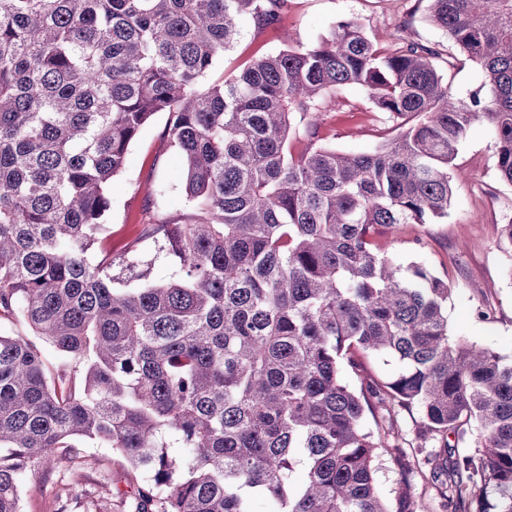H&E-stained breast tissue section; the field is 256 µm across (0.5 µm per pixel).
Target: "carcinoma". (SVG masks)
Instances as JSON below:
<instances>
[{"instance_id": "obj_1", "label": "carcinoma", "mask_w": 512, "mask_h": 512, "mask_svg": "<svg viewBox=\"0 0 512 512\" xmlns=\"http://www.w3.org/2000/svg\"><path fill=\"white\" fill-rule=\"evenodd\" d=\"M288 7L0 0V319L29 331L0 335V512H21L20 475L84 439L140 473L134 512H254L257 498L417 512L410 484L394 511L376 483L382 456L412 470L388 441L393 405L418 411L424 445L477 432L427 457L451 474L448 509L512 512V359L451 337L453 288L375 241L448 217L477 123L512 185V0H428L426 19L484 71L467 98L435 48H380L354 19L195 90L242 17L265 26ZM343 85L396 123L371 152L320 143L325 95ZM158 112L189 203L145 232L176 259L163 283L136 271L135 241L90 257L108 186ZM378 355L400 365L389 382L365 366Z\"/></svg>"}]
</instances>
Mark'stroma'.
I'll list each match as a JSON object with an SVG mask.
<instances>
[{
    "label": "stroma",
    "mask_w": 512,
    "mask_h": 512,
    "mask_svg": "<svg viewBox=\"0 0 512 512\" xmlns=\"http://www.w3.org/2000/svg\"><path fill=\"white\" fill-rule=\"evenodd\" d=\"M426 6V0H290L283 20L266 28L242 20L236 41L201 85L221 83L255 58L299 43L315 44L343 18L360 22L384 46L405 38L454 52L447 35L425 22ZM167 121V113L156 114L131 144L123 172L108 188L112 210L102 240L103 246L116 252L125 243L139 240L154 281L169 279L174 265L157 253L151 241L141 240L145 214L176 215L188 209L182 160L163 139ZM393 127L390 118L374 109L367 94L352 85L327 95L319 136L323 144L339 151L360 153L379 146ZM454 174L447 219L437 224H402L393 230L383 227L379 240L396 265L417 263L448 280L453 290L448 302L452 335L512 357V279L505 275L512 257L500 242L501 225L512 221V186L496 177L494 139L486 124L468 132L454 161ZM481 308L490 311L489 321L476 319ZM79 452L97 458V465L79 470L63 458L38 476H22V512H130L122 493L133 484L134 474L125 457L89 441L81 443ZM376 480L390 499L402 482H410L418 512H447L443 491L449 476L433 474L430 465L420 464L408 474L387 457Z\"/></svg>",
    "instance_id": "35a3bbf8"
}]
</instances>
